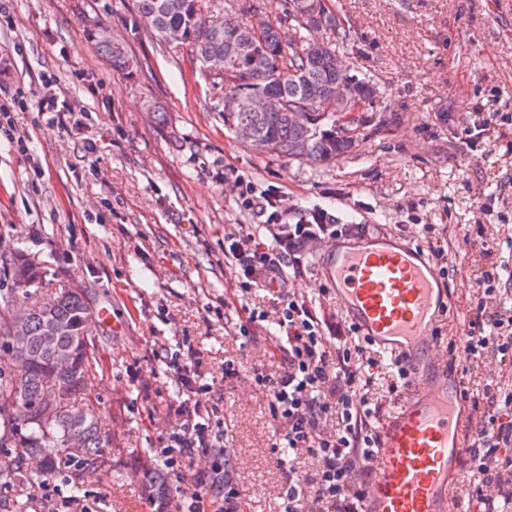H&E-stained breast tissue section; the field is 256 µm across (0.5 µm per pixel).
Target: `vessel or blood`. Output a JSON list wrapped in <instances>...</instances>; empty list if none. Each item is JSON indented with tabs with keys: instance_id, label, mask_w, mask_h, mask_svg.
<instances>
[{
	"instance_id": "vessel-or-blood-1",
	"label": "vessel or blood",
	"mask_w": 512,
	"mask_h": 512,
	"mask_svg": "<svg viewBox=\"0 0 512 512\" xmlns=\"http://www.w3.org/2000/svg\"><path fill=\"white\" fill-rule=\"evenodd\" d=\"M327 264L349 321L423 386L382 427L378 476L363 510L448 512L449 483L467 441L463 381L454 359L435 354V328L448 310L437 269L422 248L388 236L370 248L352 238L338 242Z\"/></svg>"
}]
</instances>
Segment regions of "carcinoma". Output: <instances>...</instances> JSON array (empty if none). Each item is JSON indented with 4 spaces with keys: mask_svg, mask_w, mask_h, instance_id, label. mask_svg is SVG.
Returning <instances> with one entry per match:
<instances>
[{
    "mask_svg": "<svg viewBox=\"0 0 512 512\" xmlns=\"http://www.w3.org/2000/svg\"><path fill=\"white\" fill-rule=\"evenodd\" d=\"M292 2L306 14L300 20L288 11L292 32L267 25L261 21H232L205 23L209 16L205 0H136L137 12L151 23V33L157 42H172L190 49L192 60L208 81L210 89L223 95L227 92L248 99L256 93L280 98L285 109L279 112H254L248 108L224 114V128L234 136L243 131L263 142L268 150L290 159L305 155L312 163L324 162L329 154L339 159L353 148L355 139L336 136V104L332 89L336 82L353 81V95L365 104H372L378 95L377 87L359 80L336 66V51L343 48L349 32L336 22V11L324 18L323 26L315 25L319 0H280ZM326 34L324 51L318 57L306 54L308 34ZM98 51L112 66L126 68L129 61L122 45L110 40L107 29L98 27L92 33ZM305 108L326 115L322 130L315 135L305 127L291 122L288 111ZM15 277L24 284L0 293V353L6 352L7 309L14 299L30 294L29 284H39L41 268L28 262L16 267ZM34 313L26 326L27 341L18 353L31 358L23 378L15 379L11 372L0 369V400L13 396L32 404L38 400L43 387L56 377L68 389V400L53 418L34 420L17 431L11 421L0 417V488L24 491L36 475L26 466L31 455L43 460L42 477H51L62 466L80 457L91 469L75 475L74 489L80 490L85 480L105 466L104 451L109 447L108 436L98 425L99 406L93 399L100 358L89 324L95 309L83 290L63 288L49 301L33 304ZM51 318L61 328L52 346L43 339L44 320ZM84 334L90 337V349L71 348V337ZM79 434L81 447L66 446L69 433Z\"/></svg>",
    "mask_w": 512,
    "mask_h": 512,
    "instance_id": "carcinoma-1",
    "label": "carcinoma"
}]
</instances>
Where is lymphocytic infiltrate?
Instances as JSON below:
<instances>
[{"label": "lymphocytic infiltrate", "instance_id": "f902f5d3", "mask_svg": "<svg viewBox=\"0 0 512 512\" xmlns=\"http://www.w3.org/2000/svg\"><path fill=\"white\" fill-rule=\"evenodd\" d=\"M237 189L240 209L257 216L224 240V265L236 287L267 293L276 308L282 362L278 371L254 369L252 379L268 399L275 425L273 449L284 448L289 460L311 457L315 466L289 467L280 512H363L366 490L375 472L379 442V407L362 393L363 345L352 332L328 336L327 325L312 299L299 293L296 279L305 269L311 242L333 239L346 227L325 209L313 207L288 221L278 193L258 189L238 171H224ZM497 269H481L479 299L462 338L470 359L498 364L512 375V307H488L500 295ZM177 380L168 410L178 423L162 437L155 456L167 468L182 467V455L213 457L210 473L197 474L189 493L169 501L165 512H240L245 491L224 444V411L202 410L201 398L213 385L197 365L190 340L178 343L164 358ZM474 442L462 460L477 482L469 502L474 512H512V389L486 388L469 400Z\"/></svg>", "mask_w": 512, "mask_h": 512}]
</instances>
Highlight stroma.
<instances>
[{
  "label": "stroma",
  "instance_id": "1",
  "mask_svg": "<svg viewBox=\"0 0 512 512\" xmlns=\"http://www.w3.org/2000/svg\"><path fill=\"white\" fill-rule=\"evenodd\" d=\"M0 96L21 93L15 134L0 143V250L24 251L46 271V290L87 292L117 322L93 323L104 364L95 395L112 439L111 468L71 490L74 468L53 477L91 512H155L147 450L175 419L177 385L159 359L190 339L228 422L227 449L246 496L244 512H279L286 469L271 451L273 425L254 368L281 364L276 331L239 333L237 291L224 268V238L251 215L236 203L225 166L283 193L288 211L319 206L351 234L380 232L419 247L436 242L448 292L439 353L463 336L485 263L509 278L512 303V124L473 143L478 113L512 117V0H331L350 42L346 69L376 83L350 153L330 164L288 159L242 143L224 128V105L206 88L187 47H161L135 0H0ZM214 12L260 16L288 28L276 0H214ZM106 27L132 62L110 65L88 36ZM65 97L78 128L40 111L49 91ZM165 112L158 122L148 103ZM311 248L301 293L328 323L349 321ZM239 376L225 383V361Z\"/></svg>",
  "mask_w": 512,
  "mask_h": 512
}]
</instances>
